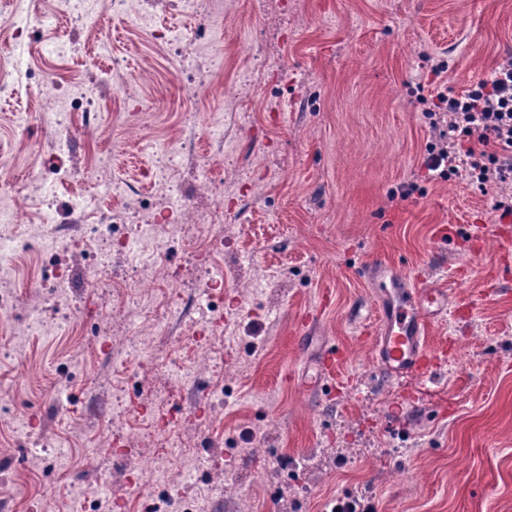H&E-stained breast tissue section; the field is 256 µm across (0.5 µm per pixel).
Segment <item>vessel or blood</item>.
Listing matches in <instances>:
<instances>
[{
	"mask_svg": "<svg viewBox=\"0 0 512 512\" xmlns=\"http://www.w3.org/2000/svg\"><path fill=\"white\" fill-rule=\"evenodd\" d=\"M364 272L372 276L379 287L384 318L383 328L371 339L377 369L391 378L416 375L430 379L435 355L427 342L426 328L447 311V293L409 283L402 270L383 262L368 264ZM337 358L334 345L321 346L315 378L318 386H326L334 380Z\"/></svg>",
	"mask_w": 512,
	"mask_h": 512,
	"instance_id": "obj_1",
	"label": "vessel or blood"
}]
</instances>
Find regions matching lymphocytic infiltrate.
<instances>
[{"mask_svg": "<svg viewBox=\"0 0 512 512\" xmlns=\"http://www.w3.org/2000/svg\"><path fill=\"white\" fill-rule=\"evenodd\" d=\"M435 106L429 118L439 136L423 158L426 170L449 174L461 164L479 184L512 182V59L461 93L437 91ZM472 136L476 145L463 147Z\"/></svg>", "mask_w": 512, "mask_h": 512, "instance_id": "f902f5d3", "label": "lymphocytic infiltrate"}]
</instances>
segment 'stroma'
Instances as JSON below:
<instances>
[{
	"mask_svg": "<svg viewBox=\"0 0 512 512\" xmlns=\"http://www.w3.org/2000/svg\"><path fill=\"white\" fill-rule=\"evenodd\" d=\"M91 3L96 40L52 0H0V24L31 19L0 57L10 80L31 86L0 92V153L19 175L53 160L65 171L31 193V222L44 196L55 222L72 226L85 221L70 207L77 195L119 207L109 186L150 184L147 142L180 152L190 210L223 199L224 246L195 254L193 224L172 242L163 263L180 276V309L145 353L126 323L93 334L90 316L122 291L88 287L79 248L20 240L15 307L0 330V512H78L88 490L107 512H165L131 486L162 455L151 414L161 390L192 450L178 495L208 488L207 512H324L336 498L376 512H512V217L495 208L512 185L484 193L464 174L429 175L422 156L438 131L418 92L460 93L512 56V0H224L218 28L180 0ZM164 27L221 53L223 67L190 87L189 64L157 35ZM435 60L448 64L438 76ZM76 85L99 119L90 127L76 112L59 127ZM219 117L232 150L204 134ZM129 122L142 124V141L125 140ZM103 153L112 169L100 173ZM451 225L454 237H438ZM375 259L450 295L430 331L450 349L434 380L380 375L355 328L353 310L376 293L362 273ZM56 267L71 307L43 286ZM206 273L223 309L197 295ZM37 311L51 329L32 336ZM325 337L341 352L335 386L303 388ZM183 364L197 367L184 383ZM223 381L229 405L196 417L200 394ZM117 388L133 413L127 430L110 424Z\"/></svg>",
	"mask_w": 512,
	"mask_h": 512,
	"instance_id": "1",
	"label": "stroma"
}]
</instances>
